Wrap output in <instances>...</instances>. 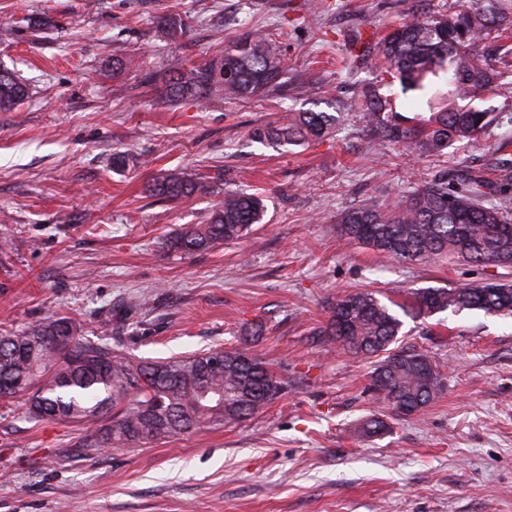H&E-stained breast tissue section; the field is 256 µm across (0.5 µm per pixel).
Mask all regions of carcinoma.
I'll return each instance as SVG.
<instances>
[{
	"label": "carcinoma",
	"instance_id": "obj_1",
	"mask_svg": "<svg viewBox=\"0 0 512 512\" xmlns=\"http://www.w3.org/2000/svg\"><path fill=\"white\" fill-rule=\"evenodd\" d=\"M451 14L416 17L393 32L370 33L351 43L348 64L373 61L397 78L405 90L428 95L430 117L412 119L386 114L388 102L363 90L354 106L373 129L407 150L441 153L479 137L493 124L494 113L481 104L512 91V81L476 52L490 31L503 36L512 28V0H478ZM168 38L180 40L188 16L170 13L160 21ZM448 72V90L432 78ZM166 95L198 102L212 93L251 98L279 90L284 59L272 41L245 32L224 48V56L183 71L171 68ZM27 96L26 86L0 70V111L8 112ZM336 116L329 112H288L250 131L253 141L272 147L299 145L329 136ZM503 181L493 185L469 175L452 188L427 183L405 195L392 209L374 204L344 213L340 235L398 262L448 261L472 266L498 265L512 259V160L498 159ZM206 175L158 177L156 196L169 199L208 194ZM262 198L224 192L205 224L186 227L170 247L193 254L241 239L261 222ZM415 318L451 310H479L512 315V284L471 282L448 288H418L399 304L375 293H341L331 309L326 334L336 348L374 359L368 390L391 415L403 406L422 410L444 387V377L423 351L399 347L403 321L392 307ZM284 384L268 364L243 346L196 352L162 361H147L80 334L71 318L50 317L38 324L0 334V392L27 397V412L37 421L93 426L85 447L124 448L184 435L196 430L239 423L279 398Z\"/></svg>",
	"mask_w": 512,
	"mask_h": 512
}]
</instances>
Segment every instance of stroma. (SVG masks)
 <instances>
[{"label":"stroma","mask_w":512,"mask_h":512,"mask_svg":"<svg viewBox=\"0 0 512 512\" xmlns=\"http://www.w3.org/2000/svg\"><path fill=\"white\" fill-rule=\"evenodd\" d=\"M328 2L0 0V68L29 89L0 112V333L66 316L89 339L150 361L244 346L286 384L236 425L90 452L86 428L30 420L23 400H0V512H512V318H405L401 344L424 350L445 387L375 434L363 430L384 414L367 389L370 361L323 334L342 290L392 298L506 276L494 265L387 262L336 222L433 180L477 171L499 182L493 151L512 146V95L490 100L500 120L480 143L449 153L373 137L350 107L362 88L403 115L429 111L374 64L350 69L352 36L448 13L457 0ZM171 12L189 16V38L163 33ZM247 31L286 60L283 90L168 100L174 64L219 58ZM289 110L339 123L304 145L251 140ZM170 173L213 176L214 191L152 195ZM228 190L259 195L262 223L203 253L171 250Z\"/></svg>","instance_id":"35a3bbf8"}]
</instances>
